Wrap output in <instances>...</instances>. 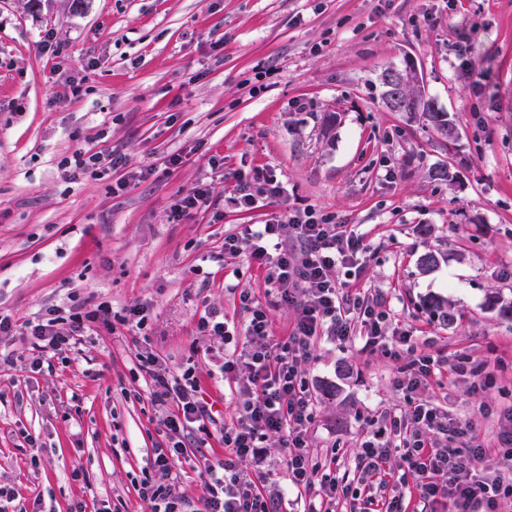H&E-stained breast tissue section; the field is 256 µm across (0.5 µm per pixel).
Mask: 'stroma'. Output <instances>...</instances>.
Wrapping results in <instances>:
<instances>
[{
	"instance_id": "35a3bbf8",
	"label": "stroma",
	"mask_w": 512,
	"mask_h": 512,
	"mask_svg": "<svg viewBox=\"0 0 512 512\" xmlns=\"http://www.w3.org/2000/svg\"><path fill=\"white\" fill-rule=\"evenodd\" d=\"M47 34L65 47L53 61L38 48ZM408 59L457 124L454 148L385 108L380 74ZM78 146L120 151L128 165L66 182L59 163ZM215 160L224 181L209 209L172 220L175 198ZM442 164L451 180L430 179ZM258 168L288 186L277 212L358 225L362 275L336 277L382 304L386 335L439 337L449 363L464 356L496 374L489 396L450 370L418 397L474 428L465 444L484 448L481 473L501 469L498 439L512 429L501 414L512 406V0H0V312L147 306L136 341L169 369L195 366L216 421L231 422L215 378L224 343L198 335L199 315L215 308L241 324L244 288L275 335L295 319L248 252L224 251L225 237L267 217L228 200L236 176ZM429 251L439 263L424 271ZM433 295L454 325L422 308ZM134 343L102 330L35 372L25 345L0 339L17 359L0 371V485L16 492L6 512H69L79 500L140 512L163 414L143 397ZM361 346L321 339L302 369L318 400L312 451L340 456L363 493L362 432L410 396L395 386L404 359ZM284 455L272 435L243 464L271 471L274 499L288 489Z\"/></svg>"
}]
</instances>
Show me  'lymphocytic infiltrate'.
<instances>
[{"label":"lymphocytic infiltrate","mask_w":512,"mask_h":512,"mask_svg":"<svg viewBox=\"0 0 512 512\" xmlns=\"http://www.w3.org/2000/svg\"><path fill=\"white\" fill-rule=\"evenodd\" d=\"M124 155L91 152L77 148L61 161L69 181L80 175L96 177L125 168ZM283 183L261 169L238 178L233 202L244 209L268 206L283 196ZM249 250L265 270V281L279 301L295 305L296 320L289 336H274L265 309L248 291L239 295L248 313L240 333L229 331L217 310L200 315L196 329L202 336H217L237 350L225 357L219 374L235 383L236 418L217 429H209L213 417L200 395L193 368L171 371L151 349L136 353L138 370L148 377V399L165 417L159 430L162 443L152 449L149 465L161 482L143 479L137 495L143 512H278L279 504L264 493L268 472L251 473L240 464L256 457L269 435L281 437L287 450L288 485L307 498V512H325L326 506L347 494V477L339 466L319 465L311 454L312 425L317 400L301 369L318 339L346 342L360 336L363 351L393 358L411 356L406 377L399 386L418 390L441 374L448 359L437 351V339L413 341L410 334L385 336L388 318L378 306L367 304L360 294L340 283L337 268L359 269V257L367 249L354 225L338 224L311 209L288 215L271 213L261 224L245 225L238 234L225 237L224 251L237 254ZM143 307H132L120 318H112L107 304L87 310L82 305L50 306L24 320L0 314V335L20 337L31 351L30 367L41 370L45 357L68 360L79 351L84 336L122 325L128 331L144 329ZM471 435L469 425L449 424L447 414L426 401L403 410H381L370 421L360 444L359 465L364 476L385 475L390 458H397L391 498H367L354 512H404V494L416 492L423 501L447 499L453 512H501L512 499V432L499 438L506 462L504 469L475 479L468 473L484 456L483 449L465 450L442 442L447 432ZM214 433L224 446V459L212 463L204 452L205 433ZM196 436L195 449H188L189 436ZM202 477L197 500L186 498L182 484L186 470Z\"/></svg>","instance_id":"lymphocytic-infiltrate-1"}]
</instances>
